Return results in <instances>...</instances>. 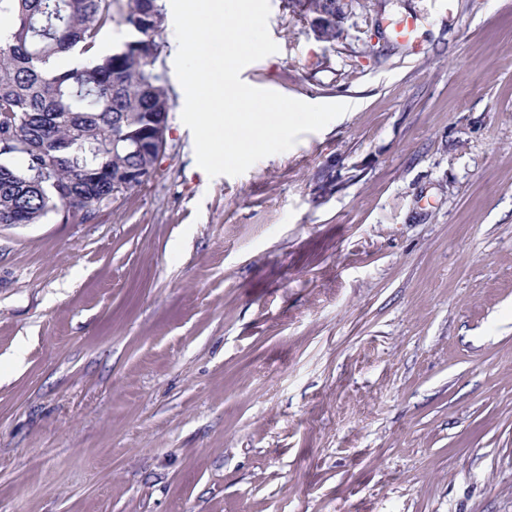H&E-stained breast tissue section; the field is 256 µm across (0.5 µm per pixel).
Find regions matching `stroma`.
Returning a JSON list of instances; mask_svg holds the SVG:
<instances>
[{"instance_id": "1", "label": "stroma", "mask_w": 512, "mask_h": 512, "mask_svg": "<svg viewBox=\"0 0 512 512\" xmlns=\"http://www.w3.org/2000/svg\"><path fill=\"white\" fill-rule=\"evenodd\" d=\"M269 3L345 113L205 177L168 20L156 175L0 224V512H512V0ZM339 0H289V7L292 8L293 12L299 9V12H305L308 14L315 15V22L325 21V32L327 38L322 40L323 42H336L341 34L342 30L336 27V21L329 19V17L335 18L336 12L340 9L337 7Z\"/></svg>"}]
</instances>
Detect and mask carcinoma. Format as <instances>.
I'll return each mask as SVG.
<instances>
[{
    "label": "carcinoma",
    "mask_w": 512,
    "mask_h": 512,
    "mask_svg": "<svg viewBox=\"0 0 512 512\" xmlns=\"http://www.w3.org/2000/svg\"><path fill=\"white\" fill-rule=\"evenodd\" d=\"M339 0H289L326 22L336 41ZM0 224H38L50 212L85 220L112 203V172L136 165L155 174L152 117L171 107L158 73L162 0H0ZM128 37L109 55L99 40L115 20ZM79 49L77 66L57 60ZM122 138L141 145L128 155Z\"/></svg>",
    "instance_id": "cac0c4a2"
}]
</instances>
